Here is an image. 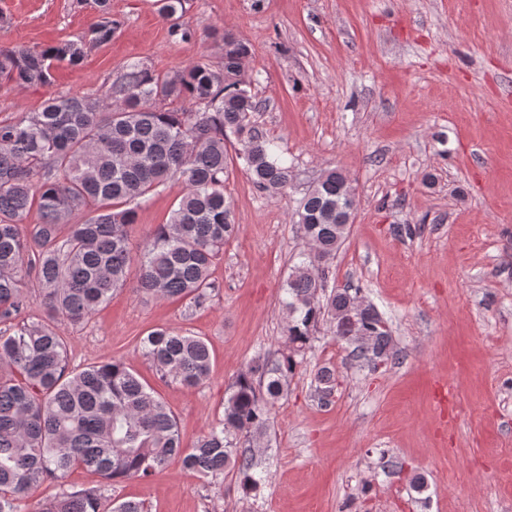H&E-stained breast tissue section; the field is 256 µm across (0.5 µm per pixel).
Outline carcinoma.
Listing matches in <instances>:
<instances>
[{
    "mask_svg": "<svg viewBox=\"0 0 512 512\" xmlns=\"http://www.w3.org/2000/svg\"><path fill=\"white\" fill-rule=\"evenodd\" d=\"M95 2L102 18L90 42L101 45L116 26L109 0ZM223 42L218 66L194 62L169 76L131 63L102 97L54 96L36 112L0 120V324L25 312L24 286L32 279L50 315L83 322L126 287L133 266L136 293L185 300L191 309L209 302L219 288L211 268L237 233L224 196L231 159L242 161L262 190L281 193L292 179L270 139L251 123L260 103L241 78L249 46L229 34ZM84 46L77 40L39 50L0 47V80L46 85L54 63L78 65ZM169 100L191 107H156ZM233 139L239 148L232 158L227 143ZM173 179L187 191L168 221L133 248L137 209ZM350 189L342 172L330 170L299 203L309 250L282 286L294 354L252 361L232 384L222 418L190 447L168 404L124 362L70 369L65 338L45 322L0 334V512H22L33 489L47 479L61 482L77 467L114 483L148 478L173 461L203 476L232 465L242 487L256 489L253 458L237 452L236 439L266 429L320 319L329 316L336 341L372 370L393 360L392 336L381 328L378 309L364 300L350 313L361 289L325 292L329 263L352 223ZM34 208L41 223L24 233ZM142 348L183 385H200L210 375L211 352L198 336L159 328ZM316 380L321 399L329 400L334 372L324 367ZM33 512H145V503L105 509L99 489L62 488Z\"/></svg>",
    "mask_w": 512,
    "mask_h": 512,
    "instance_id": "obj_1",
    "label": "carcinoma"
}]
</instances>
